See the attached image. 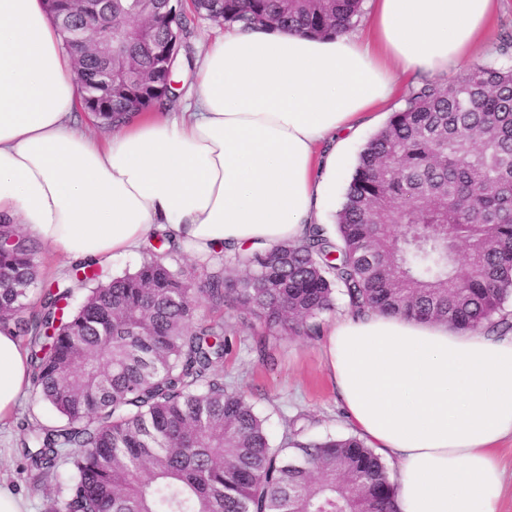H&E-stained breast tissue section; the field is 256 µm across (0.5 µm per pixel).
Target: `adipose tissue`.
<instances>
[{
	"label": "adipose tissue",
	"instance_id": "adipose-tissue-1",
	"mask_svg": "<svg viewBox=\"0 0 512 512\" xmlns=\"http://www.w3.org/2000/svg\"><path fill=\"white\" fill-rule=\"evenodd\" d=\"M501 0H368L360 29H228L180 116L74 122L81 96L46 0H0V221L62 259L107 264L156 232L192 257L269 248L321 221L326 189L402 76L453 78ZM327 365L345 420L398 465L400 512H499L512 337L372 314L336 319ZM30 386L0 324V428Z\"/></svg>",
	"mask_w": 512,
	"mask_h": 512
}]
</instances>
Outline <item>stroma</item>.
Returning <instances> with one entry per match:
<instances>
[{
  "label": "stroma",
  "mask_w": 512,
  "mask_h": 512,
  "mask_svg": "<svg viewBox=\"0 0 512 512\" xmlns=\"http://www.w3.org/2000/svg\"><path fill=\"white\" fill-rule=\"evenodd\" d=\"M378 129V124L367 125L349 144L346 159L336 170V180L323 207L324 223L334 224L358 154ZM37 262L41 282L52 281L71 288L72 304L82 302L87 288L75 279L72 262L61 261L43 248L38 251ZM224 321L233 344V351L224 364V376L244 390L257 410L266 416L272 443H280L286 419L300 413L310 421L309 437L349 434L326 366L324 338L274 339L278 364L271 370L259 362L254 351L260 332L257 323L248 315L233 311L225 312ZM17 435L15 423L0 431V478L15 494L27 500L31 512H43L47 497L65 498L72 466L60 463L47 477L36 478L34 473L22 468L15 447Z\"/></svg>",
  "instance_id": "stroma-1"
}]
</instances>
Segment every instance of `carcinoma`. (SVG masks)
Listing matches in <instances>:
<instances>
[{"label":"carcinoma","mask_w":512,"mask_h":512,"mask_svg":"<svg viewBox=\"0 0 512 512\" xmlns=\"http://www.w3.org/2000/svg\"><path fill=\"white\" fill-rule=\"evenodd\" d=\"M364 0H204L180 11L181 38L207 19L244 31L257 26L337 36L354 29ZM175 0H112L128 31L114 45L112 76L130 67L153 76L156 22L129 25L138 10L156 17ZM82 14L57 21L89 92L100 64L71 44ZM114 98L106 121L132 115ZM133 273L98 281L78 262L84 301L48 287L29 307L37 246L0 245V324L30 352L33 389L58 414L52 427L20 423L26 466L46 476L67 452L66 497L44 512H399L387 466L356 435L307 437L301 415L271 446L265 419L224 381L232 345L224 320L203 307L244 311L269 335L315 338L341 297L353 315L379 312L459 330L512 332L503 313L512 295V65L473 63L459 79L423 78L360 151L336 225H312L304 239L237 251L240 276L224 270L192 288L191 273L165 257L159 238ZM267 368L276 349L255 345Z\"/></svg>","instance_id":"cac0c4a2"}]
</instances>
